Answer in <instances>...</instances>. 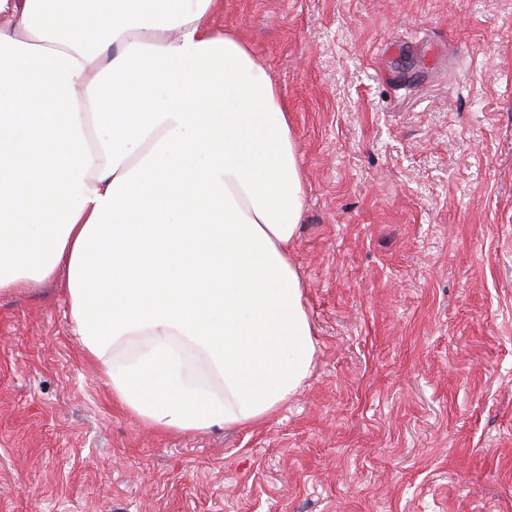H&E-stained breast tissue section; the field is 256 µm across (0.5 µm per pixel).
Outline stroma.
Here are the masks:
<instances>
[{"mask_svg": "<svg viewBox=\"0 0 512 512\" xmlns=\"http://www.w3.org/2000/svg\"><path fill=\"white\" fill-rule=\"evenodd\" d=\"M306 194L310 378L174 434L112 401L64 278L0 295V512H512V0H214Z\"/></svg>", "mask_w": 512, "mask_h": 512, "instance_id": "obj_1", "label": "stroma"}]
</instances>
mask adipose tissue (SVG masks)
Wrapping results in <instances>:
<instances>
[{"mask_svg": "<svg viewBox=\"0 0 512 512\" xmlns=\"http://www.w3.org/2000/svg\"><path fill=\"white\" fill-rule=\"evenodd\" d=\"M212 4L107 0L87 28L77 0H0V85L25 75L0 113V293L65 270L70 322L113 401L173 433L262 421L317 351L291 255L305 191L288 112ZM139 71L166 79L159 104L130 90ZM159 244L175 271L95 287L96 269L134 246L151 264Z\"/></svg>", "mask_w": 512, "mask_h": 512, "instance_id": "ef3b65f1", "label": "adipose tissue"}]
</instances>
